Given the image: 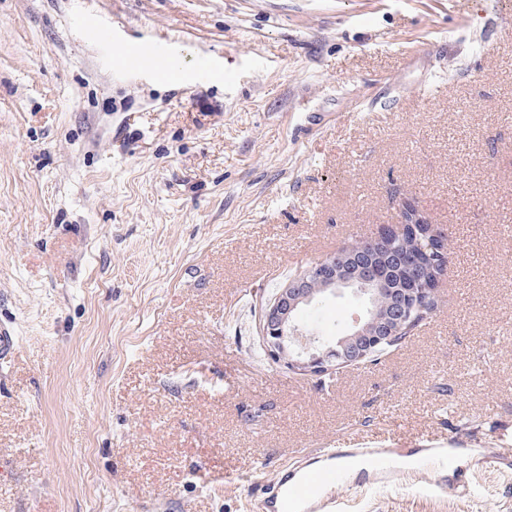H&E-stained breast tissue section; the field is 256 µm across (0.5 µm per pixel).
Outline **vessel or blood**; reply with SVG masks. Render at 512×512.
Instances as JSON below:
<instances>
[{
	"instance_id": "1",
	"label": "vessel or blood",
	"mask_w": 512,
	"mask_h": 512,
	"mask_svg": "<svg viewBox=\"0 0 512 512\" xmlns=\"http://www.w3.org/2000/svg\"><path fill=\"white\" fill-rule=\"evenodd\" d=\"M346 455V450L328 448L321 452L319 468L299 460L293 466L282 467L275 480L261 486L253 512H335L333 488L341 477L337 462ZM386 455L382 449L363 457L366 472L381 485H399L402 473L388 465Z\"/></svg>"
}]
</instances>
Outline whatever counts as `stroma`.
Listing matches in <instances>:
<instances>
[{"label": "stroma", "mask_w": 512, "mask_h": 512, "mask_svg": "<svg viewBox=\"0 0 512 512\" xmlns=\"http://www.w3.org/2000/svg\"><path fill=\"white\" fill-rule=\"evenodd\" d=\"M407 201L436 311L330 387L273 361L280 286ZM507 224L503 0H0V512H251L292 452L434 443L453 466L344 478L340 512H512Z\"/></svg>", "instance_id": "1"}]
</instances>
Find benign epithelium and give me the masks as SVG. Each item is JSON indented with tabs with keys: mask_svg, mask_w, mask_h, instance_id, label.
Masks as SVG:
<instances>
[{
	"mask_svg": "<svg viewBox=\"0 0 512 512\" xmlns=\"http://www.w3.org/2000/svg\"><path fill=\"white\" fill-rule=\"evenodd\" d=\"M424 223L419 209L406 202L400 223L382 226L376 236L358 242V248H341L288 281L263 313L262 337L269 355L301 375L322 378L342 367L371 362L388 350L396 337L410 336L418 320L437 306L439 284L448 267V251L442 247L446 238L437 230L424 233L421 256L413 263L418 277L410 287L398 291L385 310L379 308L385 292L380 264L387 257V242L417 235ZM344 289L363 298V319L334 345L304 337L297 322L302 306L320 294L338 295Z\"/></svg>",
	"mask_w": 512,
	"mask_h": 512,
	"instance_id": "1",
	"label": "benign epithelium"
}]
</instances>
